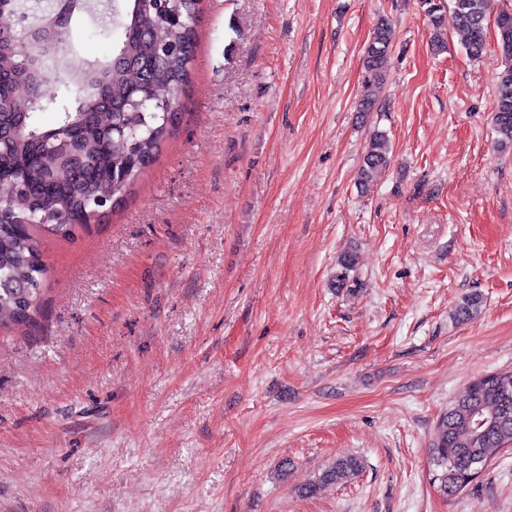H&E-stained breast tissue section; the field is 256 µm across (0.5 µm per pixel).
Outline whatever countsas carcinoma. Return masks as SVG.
<instances>
[{
  "label": "carcinoma",
  "mask_w": 512,
  "mask_h": 512,
  "mask_svg": "<svg viewBox=\"0 0 512 512\" xmlns=\"http://www.w3.org/2000/svg\"><path fill=\"white\" fill-rule=\"evenodd\" d=\"M203 0H130L114 9L118 46L112 59L90 61L59 34L40 44L29 34L25 9H0L15 23L0 27V328L27 330L42 313L48 268L46 235L67 240L106 219L133 193L181 120L175 110L193 82ZM472 58L487 51L494 21L505 58H512V12L491 16L492 0H451ZM88 0H56L33 16L54 29L58 12L87 9ZM429 24H443L442 3L421 0ZM390 19L378 20L362 59L364 80L356 102L360 117L377 110L388 79ZM71 105L46 127L41 114L58 90ZM493 123L498 142L512 144V65L498 74ZM390 140L370 135L359 169L367 187L389 169ZM512 447V370L478 377L438 421L430 448L432 480L443 495L465 488L482 468ZM362 468L360 457L337 458L318 483L343 484Z\"/></svg>",
  "instance_id": "carcinoma-1"
}]
</instances>
